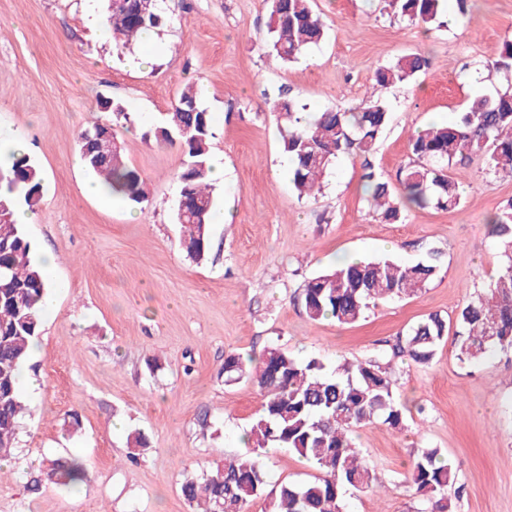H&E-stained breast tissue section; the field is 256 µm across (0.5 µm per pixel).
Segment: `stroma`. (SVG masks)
I'll return each instance as SVG.
<instances>
[{"label": "stroma", "mask_w": 512, "mask_h": 512, "mask_svg": "<svg viewBox=\"0 0 512 512\" xmlns=\"http://www.w3.org/2000/svg\"><path fill=\"white\" fill-rule=\"evenodd\" d=\"M87 0H0V129L23 142L44 176L37 223L25 225L34 256L50 253L56 305L45 314L24 373L38 381L16 455L0 465V512H193L186 476L224 459L260 456L270 485L317 471L292 451H255L243 436L263 397L249 382L225 383L224 357L260 358L270 344L326 366L365 359L429 314L456 332V313L485 291L498 267L486 218L512 198V175L473 155L451 166L464 190L456 209L426 207L403 223L379 222L363 191L362 156H341L321 192L298 199L272 104L281 89L308 111L358 104L377 67L412 52L428 67L388 89L390 122L371 161L399 190L410 136L446 123L477 94L503 89L489 65L512 39V0H469L442 27L393 17L383 0H315L328 35L297 61L267 56L266 0H188L181 21L157 29L160 47L135 42L116 53L107 26L91 27ZM152 58L149 70L134 67ZM202 88L211 115L210 158L224 165L207 261L194 262L174 221L185 157L158 127L186 84ZM121 102L130 120L113 132L149 200L104 205L78 137L99 120V99ZM441 254L437 277L414 297L370 308L356 323L313 321L306 281L344 256L411 264ZM404 408L394 429L358 428L355 445L379 491L347 488V512H419L404 479L412 459L437 448L455 464L464 493L457 512H512V352L461 362L445 340L428 366L392 360ZM79 431H71V418ZM142 431L137 461L126 438ZM69 454L84 466L70 492L42 481L39 461Z\"/></svg>", "instance_id": "stroma-1"}]
</instances>
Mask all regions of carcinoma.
I'll return each instance as SVG.
<instances>
[{"label": "carcinoma", "instance_id": "1", "mask_svg": "<svg viewBox=\"0 0 512 512\" xmlns=\"http://www.w3.org/2000/svg\"><path fill=\"white\" fill-rule=\"evenodd\" d=\"M101 2L114 47L121 52L143 31L158 29L169 20L166 0H156L145 14L141 0ZM267 3L268 55L287 64L323 40L325 23L314 9V0ZM447 5L448 0H385V8L396 17L440 26ZM427 66V58L419 53L404 55L375 70L373 90L358 105L311 116L302 114V107L288 98L287 91H279L273 111L282 123V149L299 198L316 196L336 159L353 152L364 157L369 208L389 224L402 221L411 208L461 206L463 190L448 174L458 159L484 153L490 171L512 174V91L507 89L494 96L477 95L456 120L412 135L413 159L399 172L401 192L391 193L388 182L369 161L390 120L385 91L411 81ZM492 68L512 73V40L503 43ZM98 111L117 122L129 121L124 106L110 98L98 102ZM160 135L179 146L186 157L177 175L179 198L186 201V209L175 220L181 225L187 254L202 262L209 255V225L215 206L209 165L214 133L196 89L189 87L181 93L165 115ZM109 139L110 152L97 161L83 159L85 167L119 199L138 205L146 202L144 180L124 163L114 134ZM43 181L41 169L26 153L14 152L0 165V458L4 459L14 454L26 413L18 375L40 334L38 301L48 290L42 267L31 257V243L14 219L15 206L21 201L35 209ZM488 224L500 254L497 277L488 291L464 302L456 319L454 345L459 360L468 363L480 362L494 350L512 351V199L500 204ZM439 262V254L432 251L412 265L389 257L341 264L306 282L302 293L305 313L313 321L330 318L340 325L354 323L372 305L420 293L436 277ZM447 335L448 321L430 314L377 354L364 360L345 359L332 370L315 358L298 360L276 344L268 346L256 362L226 355V381H249L263 397L248 440L258 449L287 448L313 464L319 475L300 484L283 483L266 495L267 473L259 459L232 458L200 477H186L181 486L184 498L197 506V512H247L248 504L263 495L265 512H347L346 487H379L375 473L355 448V428L373 421L392 428L402 423L403 411L386 361L407 356L414 364L427 366ZM127 445L128 458L135 460L148 447V440L134 432ZM44 467L50 480L67 488L77 487L84 477L82 463L72 459L49 460ZM457 479L454 463L438 448L422 449L405 474L422 501L421 512H456L447 490Z\"/></svg>", "mask_w": 512, "mask_h": 512}]
</instances>
